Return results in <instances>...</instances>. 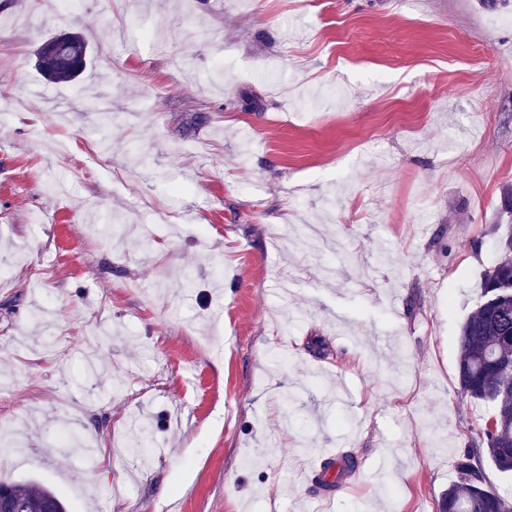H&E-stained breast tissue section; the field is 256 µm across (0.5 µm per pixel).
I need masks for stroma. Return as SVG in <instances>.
<instances>
[{"mask_svg":"<svg viewBox=\"0 0 512 512\" xmlns=\"http://www.w3.org/2000/svg\"><path fill=\"white\" fill-rule=\"evenodd\" d=\"M59 8L0 0V481L68 512H438L490 412L458 335L512 184V0ZM61 32L90 64L51 84ZM93 98L89 100V107L98 114V124L94 132L99 136V140L104 147L108 146L110 129L112 125V109L101 106L97 100ZM323 464V463H322ZM356 464L355 458L351 454H346L342 456L340 459L328 460L323 464V474L322 476H326L330 473L331 469L336 467V477H331L330 479L323 480V486L325 488L331 489L335 486L338 487L339 480L345 475L346 472H351Z\"/></svg>","mask_w":512,"mask_h":512,"instance_id":"stroma-1","label":"stroma"}]
</instances>
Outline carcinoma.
Masks as SVG:
<instances>
[{"instance_id":"cac0c4a2","label":"carcinoma","mask_w":512,"mask_h":512,"mask_svg":"<svg viewBox=\"0 0 512 512\" xmlns=\"http://www.w3.org/2000/svg\"><path fill=\"white\" fill-rule=\"evenodd\" d=\"M88 43L76 32L68 34L65 56L50 58L40 69L49 82H69L87 68ZM89 107L98 114L94 132L108 146L112 109L96 99ZM500 259L485 272L480 301L460 328V354L457 362L460 392L474 401L486 402L491 413L475 430L476 440L457 457L459 480L448 488L439 503V512H512V495L490 483L486 468L502 475L512 474V227L498 239ZM355 458L346 454L323 464V474L336 469V477L323 481L331 489L354 469ZM3 508L10 512H67L62 500L49 488L0 481Z\"/></svg>"}]
</instances>
